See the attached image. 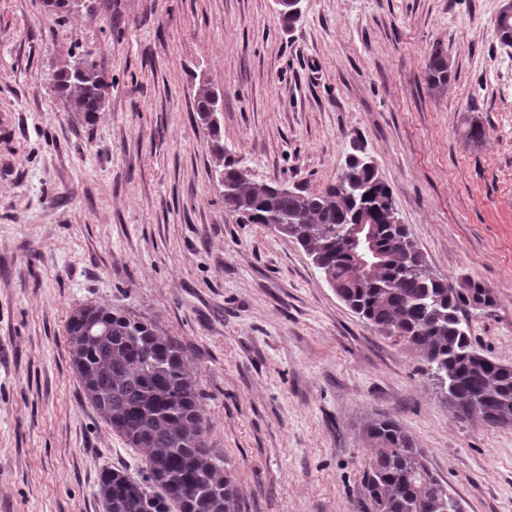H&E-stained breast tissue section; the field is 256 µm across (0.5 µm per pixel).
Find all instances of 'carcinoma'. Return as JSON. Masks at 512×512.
Here are the masks:
<instances>
[{
    "label": "carcinoma",
    "instance_id": "cac0c4a2",
    "mask_svg": "<svg viewBox=\"0 0 512 512\" xmlns=\"http://www.w3.org/2000/svg\"><path fill=\"white\" fill-rule=\"evenodd\" d=\"M68 65L55 90L83 121L102 111L108 83L89 60ZM450 68L441 44L430 53L427 83L441 92ZM214 91H195V111L224 159L220 125L210 121ZM349 185L320 192L256 180L235 163L221 164L224 210L249 224L280 225L283 234L318 259L338 280L341 300L377 331L422 356L432 381H446L448 403L488 426L512 421V366L489 363L465 332L464 309L494 303L489 289L465 278L457 286L435 273L408 272V259L427 261L404 224L389 219L393 189L380 171L346 162ZM372 224L379 265L359 276L355 259L336 235L344 224ZM69 357L84 399L113 433L144 455L145 474L101 472L103 512H237L236 488L213 454L200 407L197 373L184 349L157 325L126 308L83 304L67 323ZM371 443L364 486L373 512H464L462 500L430 470L425 450L396 419L380 415L364 428Z\"/></svg>",
    "mask_w": 512,
    "mask_h": 512
}]
</instances>
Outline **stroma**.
Returning a JSON list of instances; mask_svg holds the SVG:
<instances>
[{
  "label": "stroma",
  "mask_w": 512,
  "mask_h": 512,
  "mask_svg": "<svg viewBox=\"0 0 512 512\" xmlns=\"http://www.w3.org/2000/svg\"><path fill=\"white\" fill-rule=\"evenodd\" d=\"M503 0H0V512H103L107 468L142 454L84 402L66 321L128 308L199 379L238 512H371L363 429L399 420L465 512H512V426L463 417L420 355L351 311L293 239L227 214L199 85L219 96L225 159L320 191L371 156L430 268L481 281L478 351L512 365V48ZM451 57L429 89L433 45ZM90 57L95 123L54 91ZM481 143L462 136L467 121Z\"/></svg>",
  "instance_id": "35a3bbf8"
}]
</instances>
